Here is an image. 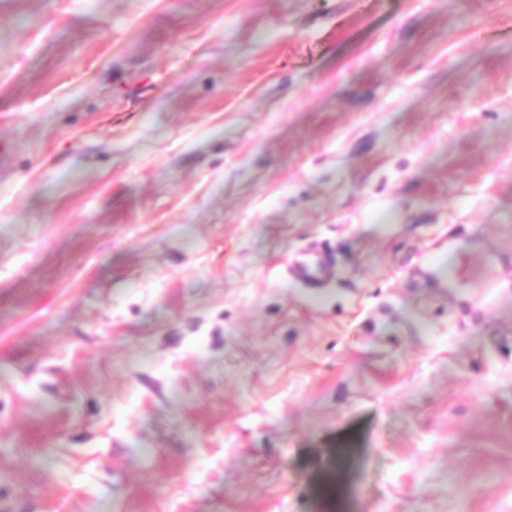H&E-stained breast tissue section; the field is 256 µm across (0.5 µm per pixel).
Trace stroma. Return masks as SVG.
I'll list each match as a JSON object with an SVG mask.
<instances>
[{"mask_svg":"<svg viewBox=\"0 0 512 512\" xmlns=\"http://www.w3.org/2000/svg\"><path fill=\"white\" fill-rule=\"evenodd\" d=\"M0 512H512V0H0ZM294 274L306 288H320L330 278L331 270L325 260L310 257L295 270Z\"/></svg>","mask_w":512,"mask_h":512,"instance_id":"35a3bbf8","label":"stroma"}]
</instances>
